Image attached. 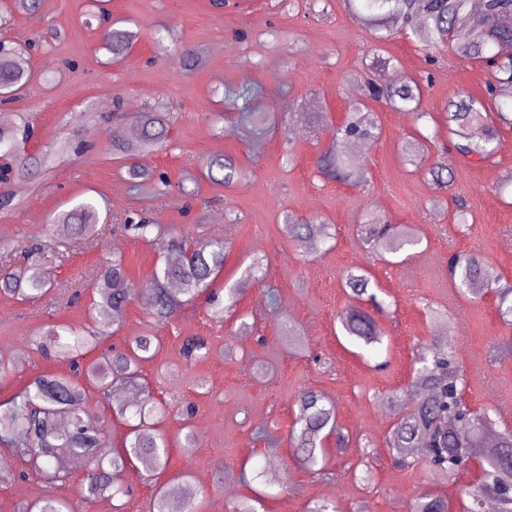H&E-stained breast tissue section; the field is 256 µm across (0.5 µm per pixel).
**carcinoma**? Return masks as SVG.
Listing matches in <instances>:
<instances>
[{
  "label": "carcinoma",
  "mask_w": 512,
  "mask_h": 512,
  "mask_svg": "<svg viewBox=\"0 0 512 512\" xmlns=\"http://www.w3.org/2000/svg\"><path fill=\"white\" fill-rule=\"evenodd\" d=\"M345 0L348 10L377 44L387 40L383 31L395 25L411 33L432 50L445 44L467 61L493 65L488 71L486 95L468 96L449 101L441 113L442 123L430 134L415 129L416 136L406 142L408 161L415 162L430 154L443 132L458 138L459 155L480 162L490 160L498 148L497 124L512 127V0H480L477 8L471 0ZM103 47L115 61L126 56L135 34L112 26L104 30ZM181 66L194 70L202 56L195 49L178 53ZM34 73L21 50L0 42V95L10 101L30 90ZM366 96L392 108L415 114L419 122L430 117L420 110L423 90L412 79L397 86L367 82ZM262 90L256 86L228 87L226 106L257 124L268 120V114L257 111L256 101ZM169 117L165 112L147 108L140 113L130 137L138 144L140 156L162 150L167 143ZM378 121L368 105L359 103L348 117L336 126L334 140L317 157L316 165L324 175L364 186L368 183L366 169L360 160L349 156L352 142L376 137ZM31 136L28 121L0 126V156L11 162L14 173H23L35 164L44 165L54 157L48 150L36 158L18 155L19 146ZM125 143L112 141V153L119 156L120 166L138 198L153 202L167 195V182L155 180L152 172L140 161L122 156ZM207 177L231 185L243 176V170L230 158L215 155L205 163ZM427 174L439 188L446 189L452 181L448 173L447 154L429 165ZM73 235L88 243L98 240L100 206L86 198L53 217ZM114 230L121 231L163 252L148 283L136 286L127 269L125 258L117 254L100 272L92 286V307L95 326L78 328L70 323L52 327L47 334L34 337L37 346L56 357L70 361L84 378L91 380L108 396L122 389L134 391L138 397L115 403L112 411L121 418L131 415L135 423L128 424L122 446L103 450L98 430L87 414L84 393L78 380L70 376L40 375L0 401V448L27 463L45 480L64 486L71 473L66 459L79 457L86 471L78 485L81 497L119 498L127 489L115 483V472L141 466L154 491L150 512H198L199 497L207 490L197 486L192 476L179 473L164 478L167 473V443L158 427L170 414V405L154 398L142 382L141 364L154 358L160 341L151 334L135 336L121 350L86 360L101 343L102 337L121 322L125 309L134 299H144L153 317L167 321L186 305L205 294L210 299L211 316L224 319V312L236 308L245 284L226 289L224 301L215 299L209 288L224 272L226 250L224 234L212 233L207 242L198 244L185 235L177 234L166 224H154L139 210H130L117 218ZM283 233L292 241L308 243L328 238L327 227L315 220L285 215ZM364 247L382 260L399 258L420 244L414 230L402 224H381V218L368 215L359 225ZM59 258H47L39 249L28 252L26 262L0 269V291L22 301L34 303L49 294L53 279L49 264ZM451 279L459 292L473 301L495 290L502 320L512 326V285L500 284L501 276L489 262L472 254H453L448 263ZM343 286L349 289V307L340 315L344 336L352 343L374 348L383 342V334L372 315L364 308L371 305L381 311L385 302L371 291L372 275L364 267L346 271ZM187 360L202 361L209 356L205 339L191 337L182 348ZM466 378L455 350L447 340L436 338L416 345L412 388L418 400L411 408L404 407L398 393L392 391L383 401L397 407L391 423L387 447L404 468H426L434 480H459L468 462H477L478 475L458 486L464 501V512H484V504L493 499L498 512H512V429L497 430V422L488 411H474L464 400ZM297 417L289 433L292 447L299 450L301 467L312 474L320 473L319 464L327 454L329 438L335 439L336 449L347 447L348 437L336 419V406L324 396L302 390L296 399ZM181 486L175 497L170 483ZM448 497L424 494L409 504V512H451ZM17 512H72L65 497H48L18 505Z\"/></svg>",
  "instance_id": "cac0c4a2"
}]
</instances>
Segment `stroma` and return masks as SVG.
Masks as SVG:
<instances>
[{"instance_id": "35a3bbf8", "label": "stroma", "mask_w": 512, "mask_h": 512, "mask_svg": "<svg viewBox=\"0 0 512 512\" xmlns=\"http://www.w3.org/2000/svg\"><path fill=\"white\" fill-rule=\"evenodd\" d=\"M113 18L124 20L137 39L127 60L110 63L101 42L102 26L94 0H43L44 19L0 0V38L31 49L39 82L22 98L0 104L11 122L29 117L35 135L25 145L37 155L48 145L65 143L52 168H32L10 180L5 190L16 205L0 211V261L16 265L31 245L65 241L67 252L53 274L64 294L27 303L0 295V356L10 366L0 375V400L40 375H66L70 364L41 353L33 336L49 326L88 320L91 284L113 255H124L132 279L146 283L157 252L121 233L105 231L98 242L65 237L49 217L70 200L97 198L111 212L140 207L118 161L112 139L134 121L144 105L168 113L169 143L146 159L172 184L163 202L153 204L154 223L204 243L211 231L227 225V260L215 282L222 292L241 280L251 261L263 265L264 279L247 287L238 304L255 327L237 332L232 319L211 318L205 299L158 322L141 301H132L115 335L105 346H123L134 336L152 334L158 355L142 364L152 395L173 407L195 405L190 424L193 448L179 444L182 420L162 426L170 446L169 474L189 473L209 488L200 512H233L251 491L238 480L242 462L266 467L270 498L265 512H307L316 500L335 501L339 512H407L409 501L427 491L455 497V484L436 482L427 471L397 467L386 446L393 408L383 403L399 391L413 403L411 371L417 341L439 336L449 327L468 384L464 393L475 410L493 409L512 426V328L500 318L495 293L473 303L453 288L446 260L455 252L476 255L512 283V129L500 127L496 155L470 161L449 151L455 174L444 208L439 191L423 170L408 164L402 152L412 136V114L378 103L382 133L364 157L370 181L359 189L322 176L320 150L332 140L336 124L363 97L360 74L373 57L399 60V79L424 85L422 108L441 113L448 101L485 92L483 67L458 59L448 47L427 49L413 36L392 29L375 46L350 15L344 0H109ZM169 30L176 46L202 48L203 68L185 71L158 53L154 37ZM260 86L263 111L274 120L262 138L251 136L238 113L225 110V86ZM292 163H285V154ZM226 155L243 164L246 174L232 186L207 178L203 162ZM316 217L328 224L330 244L300 247L281 230L283 216ZM371 212L394 224L411 225L421 236L413 256L401 264L371 258L359 242L356 226ZM369 268L387 307L375 318L385 333L377 354L355 349L339 336V316L348 304L342 274ZM295 326L306 342L289 347L285 331ZM206 337L210 355L187 363L186 337ZM313 389L336 405L339 425L350 446L329 454L321 474L300 468L288 435L300 390ZM88 415L107 447L120 445L127 430L98 387H85ZM0 469L14 480L0 484V512L45 497L73 499L77 512H101L107 498H79L83 462H69L68 485L23 472L13 457L0 453ZM288 481V492L278 484ZM222 490H215V483Z\"/></svg>"}]
</instances>
